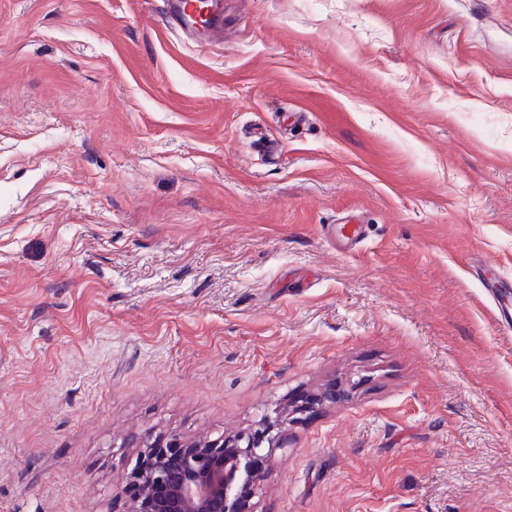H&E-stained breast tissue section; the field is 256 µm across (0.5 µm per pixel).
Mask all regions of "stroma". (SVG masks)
<instances>
[{
	"mask_svg": "<svg viewBox=\"0 0 512 512\" xmlns=\"http://www.w3.org/2000/svg\"><path fill=\"white\" fill-rule=\"evenodd\" d=\"M223 2L0 0V512L352 379L256 512H512V0ZM166 14L175 26L199 36H212L223 32V4L221 0H211L203 15L204 22L196 10L193 0H164Z\"/></svg>",
	"mask_w": 512,
	"mask_h": 512,
	"instance_id": "stroma-1",
	"label": "stroma"
}]
</instances>
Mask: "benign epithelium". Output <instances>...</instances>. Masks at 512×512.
<instances>
[{
    "label": "benign epithelium",
    "instance_id": "obj_1",
    "mask_svg": "<svg viewBox=\"0 0 512 512\" xmlns=\"http://www.w3.org/2000/svg\"><path fill=\"white\" fill-rule=\"evenodd\" d=\"M339 392L333 383L297 410L334 403ZM281 425L275 412L232 437L186 442L149 430L135 436L143 451L127 473L136 491L132 512H254L251 500L263 479L256 463L286 447Z\"/></svg>",
    "mask_w": 512,
    "mask_h": 512
}]
</instances>
